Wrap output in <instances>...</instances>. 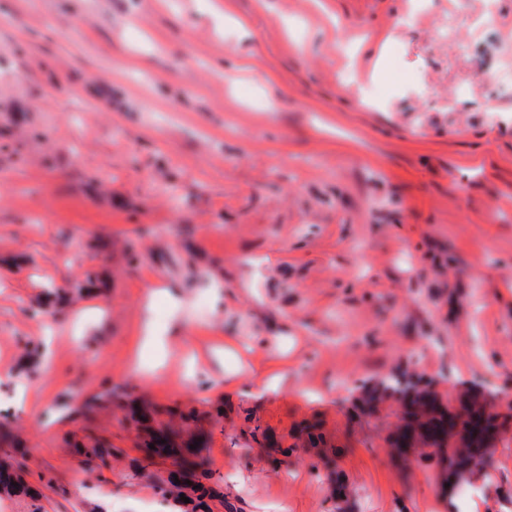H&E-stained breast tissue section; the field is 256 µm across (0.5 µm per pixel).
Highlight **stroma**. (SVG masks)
I'll return each mask as SVG.
<instances>
[{
	"instance_id": "obj_1",
	"label": "stroma",
	"mask_w": 512,
	"mask_h": 512,
	"mask_svg": "<svg viewBox=\"0 0 512 512\" xmlns=\"http://www.w3.org/2000/svg\"><path fill=\"white\" fill-rule=\"evenodd\" d=\"M484 30L512 40V0H0V463L31 490L0 512L161 499L173 466L124 404L81 414L111 391L189 413L210 512H512V432L446 500L435 458L389 455L395 403L352 409L400 370L512 402V102ZM149 319L167 349H140Z\"/></svg>"
}]
</instances>
